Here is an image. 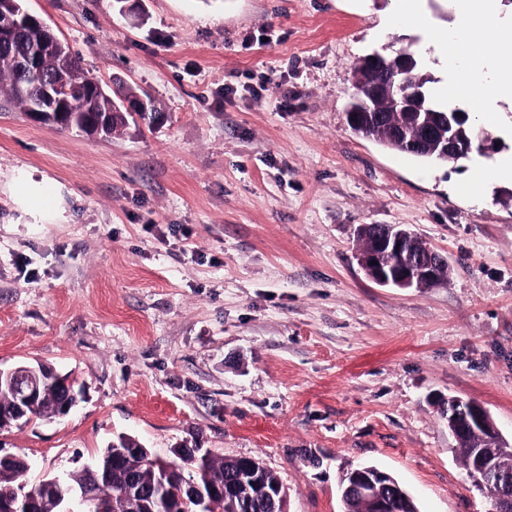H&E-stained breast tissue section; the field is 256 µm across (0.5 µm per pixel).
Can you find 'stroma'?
<instances>
[{"mask_svg": "<svg viewBox=\"0 0 512 512\" xmlns=\"http://www.w3.org/2000/svg\"><path fill=\"white\" fill-rule=\"evenodd\" d=\"M391 0H23L102 84L160 118L110 137L0 100V366L41 362L84 390L66 418L0 430L27 480L82 468L119 436L263 461L288 512H340L370 463L420 512H490L438 412L458 396L512 441V184L456 193L487 153L425 163L356 134L359 58L415 50ZM57 190L31 223L19 173ZM397 224L447 283L383 287L357 230Z\"/></svg>", "mask_w": 512, "mask_h": 512, "instance_id": "35a3bbf8", "label": "stroma"}]
</instances>
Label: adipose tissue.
Instances as JSON below:
<instances>
[{"label": "adipose tissue", "mask_w": 512, "mask_h": 512, "mask_svg": "<svg viewBox=\"0 0 512 512\" xmlns=\"http://www.w3.org/2000/svg\"><path fill=\"white\" fill-rule=\"evenodd\" d=\"M387 24L424 31L419 53L433 58L445 74L433 93L465 107L488 128L498 129L500 115L512 107V54L498 44L512 41V21L500 20L497 0H455L456 22L450 29L429 25L417 0H392Z\"/></svg>", "instance_id": "1"}]
</instances>
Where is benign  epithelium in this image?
Returning <instances> with one entry per match:
<instances>
[{"label":"benign epithelium","instance_id":"7a95c632","mask_svg":"<svg viewBox=\"0 0 512 512\" xmlns=\"http://www.w3.org/2000/svg\"><path fill=\"white\" fill-rule=\"evenodd\" d=\"M5 14L10 22L0 27V53L12 54L14 40L26 28L39 27L47 37L28 52L20 61L23 73L36 88L35 100L29 117L40 123L61 126L67 123L66 98L62 93L59 79H44L37 72L38 59L49 53L63 50V42L38 17L21 8L16 0H6ZM364 62L374 70L378 78L356 89L348 105L350 123L357 129H365L383 121V115L376 109L375 102L388 98L396 111L409 106V99L420 94L418 88H409L401 81L397 70L388 69L387 63L378 53L364 57ZM127 112L133 116L148 114L147 101L135 92L122 97V103L113 113ZM416 123L421 128L417 139L407 137L405 130L391 132L392 140L409 154L419 155L426 150L427 142L438 139L442 143V154L465 156L472 151L471 142L459 135L460 129L452 126V120L444 112L430 116H419ZM376 232L374 248L357 253V260L365 273L377 284L394 286L404 290H422L435 280L436 271L447 263V258L430 248L422 254L412 249L414 233L394 224L371 226ZM53 384L59 394L57 417H67L77 406L81 390L75 388V381L68 375L53 372V379H40L38 370L30 367L3 369L0 367V388H5L11 397L10 405L0 407V427L5 428L21 422L29 416V411L40 399L46 384ZM448 432L456 440L463 436L479 433L491 437L497 450L512 454V443L505 442L488 411L479 403L450 396L446 400ZM473 469L469 477L480 474L478 485L481 490L493 496V512H512V468L498 465L495 454L489 448H475L472 454ZM350 491L369 503L371 512H397L399 495L395 490L392 476L375 466L362 465L352 473ZM224 494L227 505L233 509H248L255 497H261L271 508V512H286L283 506L285 495L282 488L266 479L264 470L251 462L243 463L238 478L223 485L210 483L207 488L192 484L183 488L182 496L197 502V512H210L211 500ZM125 495L140 508L155 512L154 491L143 489L134 482L128 483ZM89 495H80L64 488L59 478L43 480L33 490L20 496L0 495V512H44L46 507L55 512H82V505Z\"/></svg>","mask_w":512,"mask_h":512}]
</instances>
